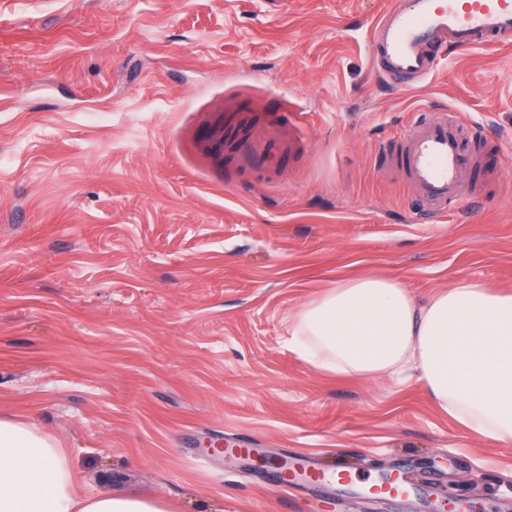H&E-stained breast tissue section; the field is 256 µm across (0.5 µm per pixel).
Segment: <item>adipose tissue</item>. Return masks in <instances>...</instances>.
Instances as JSON below:
<instances>
[{
  "label": "adipose tissue",
  "mask_w": 512,
  "mask_h": 512,
  "mask_svg": "<svg viewBox=\"0 0 512 512\" xmlns=\"http://www.w3.org/2000/svg\"><path fill=\"white\" fill-rule=\"evenodd\" d=\"M295 353L324 374L377 379L411 369L429 400L475 435L512 444V293L460 281L417 306L366 276L307 301L288 321ZM57 440L0 416V512H168L158 499L77 497Z\"/></svg>",
  "instance_id": "obj_1"
}]
</instances>
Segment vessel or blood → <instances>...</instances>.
<instances>
[{
    "mask_svg": "<svg viewBox=\"0 0 512 512\" xmlns=\"http://www.w3.org/2000/svg\"><path fill=\"white\" fill-rule=\"evenodd\" d=\"M372 62L376 73L402 86L424 81L438 55L451 49L512 42V0H393L373 25ZM480 127L465 123L446 108H418L382 154H394L415 197V220L445 216L468 184L485 171ZM256 129L239 133L230 143L243 169L262 167L266 158ZM289 476L272 473L269 484L287 491L289 479L317 488L353 486L356 472L325 469L317 457L294 456Z\"/></svg>",
    "mask_w": 512,
    "mask_h": 512,
    "instance_id": "b4317fda",
    "label": "vessel or blood"
}]
</instances>
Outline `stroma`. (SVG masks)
Segmentation results:
<instances>
[{"mask_svg":"<svg viewBox=\"0 0 512 512\" xmlns=\"http://www.w3.org/2000/svg\"><path fill=\"white\" fill-rule=\"evenodd\" d=\"M391 0H0V416L66 448L84 496L169 512H512V444L460 428L416 376L317 372L288 319L336 284L417 303L461 280L512 292V45L458 49L416 87L378 79ZM449 107L493 174L440 221L381 140ZM299 112L296 152L244 172L226 125ZM248 440L405 475L416 492L268 486L212 444Z\"/></svg>","mask_w":512,"mask_h":512,"instance_id":"35a3bbf8","label":"stroma"}]
</instances>
